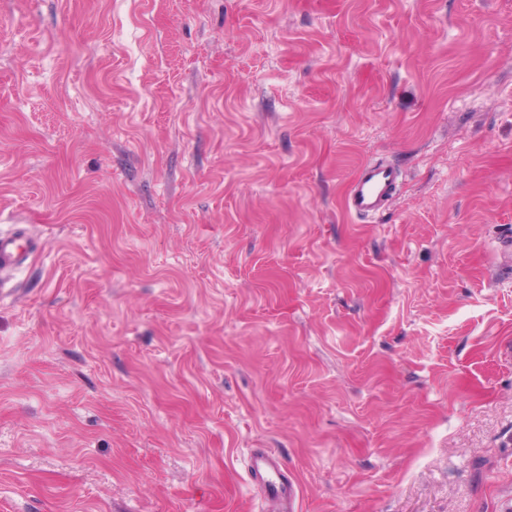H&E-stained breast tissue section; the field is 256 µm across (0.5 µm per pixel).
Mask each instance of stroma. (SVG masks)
<instances>
[{
    "label": "stroma",
    "mask_w": 512,
    "mask_h": 512,
    "mask_svg": "<svg viewBox=\"0 0 512 512\" xmlns=\"http://www.w3.org/2000/svg\"><path fill=\"white\" fill-rule=\"evenodd\" d=\"M16 230L0 512L512 500V0H0ZM400 180L401 172L393 163L363 164L349 185L346 209L357 217L383 214L395 199ZM250 477L267 501L268 512H295L292 491L286 489L288 468L272 451L256 452L250 461Z\"/></svg>",
    "instance_id": "obj_1"
}]
</instances>
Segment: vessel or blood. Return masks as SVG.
<instances>
[{
	"label": "vessel or blood",
	"mask_w": 512,
	"mask_h": 512,
	"mask_svg": "<svg viewBox=\"0 0 512 512\" xmlns=\"http://www.w3.org/2000/svg\"><path fill=\"white\" fill-rule=\"evenodd\" d=\"M401 172L392 163L372 161L363 164L352 179L347 192V210L358 217L383 214L395 199L400 186ZM38 246L23 235L0 234V269L22 267ZM250 477L268 504V512H295L294 500L285 486L288 469L273 452L263 450L253 454Z\"/></svg>",
	"instance_id": "1"
}]
</instances>
